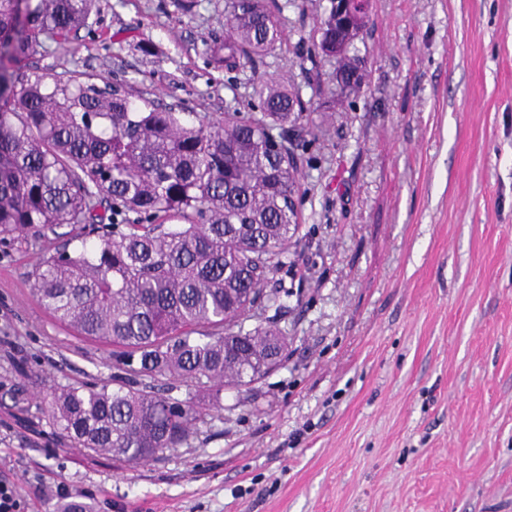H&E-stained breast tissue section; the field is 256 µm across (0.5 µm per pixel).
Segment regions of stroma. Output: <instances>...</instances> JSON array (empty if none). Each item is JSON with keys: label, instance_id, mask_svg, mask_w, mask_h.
<instances>
[{"label": "stroma", "instance_id": "stroma-1", "mask_svg": "<svg viewBox=\"0 0 512 512\" xmlns=\"http://www.w3.org/2000/svg\"><path fill=\"white\" fill-rule=\"evenodd\" d=\"M66 58L187 112L247 110L207 64L225 0H100ZM364 83L317 112L277 276L288 357L182 447L128 467L63 445L52 383L112 362L34 300L46 239L0 240V481L25 512H512V0H371ZM265 73L325 101L296 11ZM149 42L156 53L143 55Z\"/></svg>", "mask_w": 512, "mask_h": 512}]
</instances>
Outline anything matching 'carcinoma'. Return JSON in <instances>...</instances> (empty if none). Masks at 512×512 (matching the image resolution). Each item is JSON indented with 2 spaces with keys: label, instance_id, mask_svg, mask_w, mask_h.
<instances>
[{
  "label": "carcinoma",
  "instance_id": "carcinoma-1",
  "mask_svg": "<svg viewBox=\"0 0 512 512\" xmlns=\"http://www.w3.org/2000/svg\"><path fill=\"white\" fill-rule=\"evenodd\" d=\"M287 7L227 0L208 63L228 84L282 50ZM314 7L302 60L348 39L334 107L359 89L349 78L370 0L343 18L335 0ZM99 23V0H0V234L75 231L74 246L45 250L32 293L56 323L111 351L123 376L55 383L41 409L63 443L137 464L186 444L224 388L268 374L271 346L288 350V293L270 274L301 227L302 121L320 105L298 85L260 80L249 112H186L121 80L42 65Z\"/></svg>",
  "mask_w": 512,
  "mask_h": 512
}]
</instances>
